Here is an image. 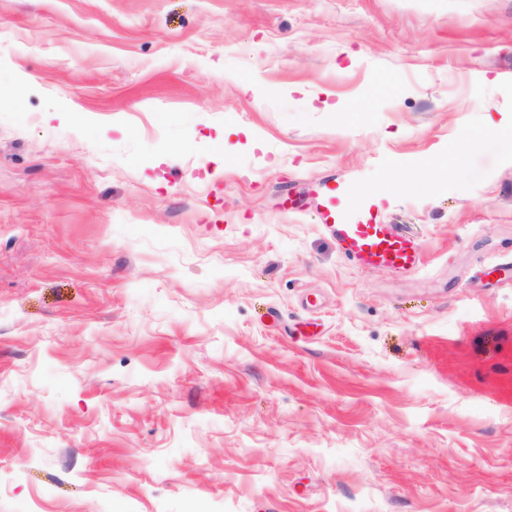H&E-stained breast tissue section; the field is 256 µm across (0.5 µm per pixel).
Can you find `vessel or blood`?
<instances>
[{
  "mask_svg": "<svg viewBox=\"0 0 512 512\" xmlns=\"http://www.w3.org/2000/svg\"><path fill=\"white\" fill-rule=\"evenodd\" d=\"M312 204L327 233L335 240L340 256L355 268H385L400 274H414L425 265L420 241L400 225L381 220L363 199L336 200V181L328 178L308 188L302 197L287 196L285 207L304 208Z\"/></svg>",
  "mask_w": 512,
  "mask_h": 512,
  "instance_id": "b4317fda",
  "label": "vessel or blood"
}]
</instances>
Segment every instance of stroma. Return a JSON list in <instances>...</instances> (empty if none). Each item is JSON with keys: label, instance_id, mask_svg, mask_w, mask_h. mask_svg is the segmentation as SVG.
<instances>
[{"label": "stroma", "instance_id": "obj_1", "mask_svg": "<svg viewBox=\"0 0 512 512\" xmlns=\"http://www.w3.org/2000/svg\"><path fill=\"white\" fill-rule=\"evenodd\" d=\"M0 512H512V0H0ZM305 200L317 210L340 256L355 268H385L400 274H415L425 266L420 241L400 224H390L374 215L363 198L347 196L343 205L336 208L335 179L318 182L302 197L288 195L283 205L303 209L308 205Z\"/></svg>", "mask_w": 512, "mask_h": 512}]
</instances>
